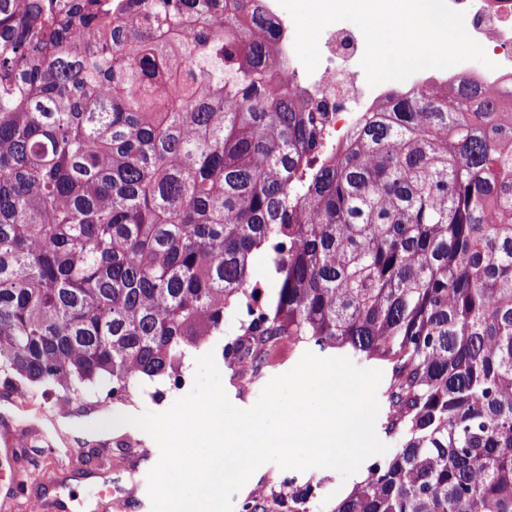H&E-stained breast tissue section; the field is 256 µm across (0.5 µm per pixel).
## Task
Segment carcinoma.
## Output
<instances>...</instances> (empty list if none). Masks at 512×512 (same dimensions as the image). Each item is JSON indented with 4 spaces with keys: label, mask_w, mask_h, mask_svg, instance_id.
Masks as SVG:
<instances>
[{
    "label": "carcinoma",
    "mask_w": 512,
    "mask_h": 512,
    "mask_svg": "<svg viewBox=\"0 0 512 512\" xmlns=\"http://www.w3.org/2000/svg\"><path fill=\"white\" fill-rule=\"evenodd\" d=\"M225 2L0 0V374L123 404L246 308L390 368L334 512H512V112L430 86L330 148Z\"/></svg>",
    "instance_id": "cac0c4a2"
}]
</instances>
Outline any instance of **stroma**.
<instances>
[{"instance_id":"1","label":"stroma","mask_w":512,"mask_h":512,"mask_svg":"<svg viewBox=\"0 0 512 512\" xmlns=\"http://www.w3.org/2000/svg\"><path fill=\"white\" fill-rule=\"evenodd\" d=\"M236 314H227L224 333L203 347L191 350L180 371L194 376L197 360L213 353L230 402L241 409L253 406L263 387L274 376L291 370L307 352L304 344L281 338L267 345H251L252 363L241 365L224 357L226 343L237 340ZM14 385L0 380V428L19 435L22 444L13 454L14 478L20 492L0 495V512H102L103 500L124 496L127 512H152L147 475L160 458L155 440L130 424L97 429V422L112 414L137 416L160 413L185 397V390L171 391L163 378L141 380L129 403L111 409L97 399L95 387H87L78 399L26 387L25 397L14 395ZM354 485L328 468L304 471L263 464L232 498V512H333Z\"/></svg>"}]
</instances>
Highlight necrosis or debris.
Here are the masks:
<instances>
[{"label": "necrosis or debris", "instance_id": "necrosis-or-debris-1", "mask_svg": "<svg viewBox=\"0 0 512 512\" xmlns=\"http://www.w3.org/2000/svg\"><path fill=\"white\" fill-rule=\"evenodd\" d=\"M448 4L463 13L467 33L488 50L491 67L477 69L464 61L445 73H418L394 85L376 87L368 85L361 65L365 52L362 33L339 22L329 24L319 37L320 61L310 72L295 52L296 29L290 14L281 10L277 0H264V10L277 35V65L287 72L290 88L328 103L324 137L337 146L386 96L402 97L429 83L456 86L468 82L494 89L502 99H512V0H448Z\"/></svg>", "mask_w": 512, "mask_h": 512}]
</instances>
